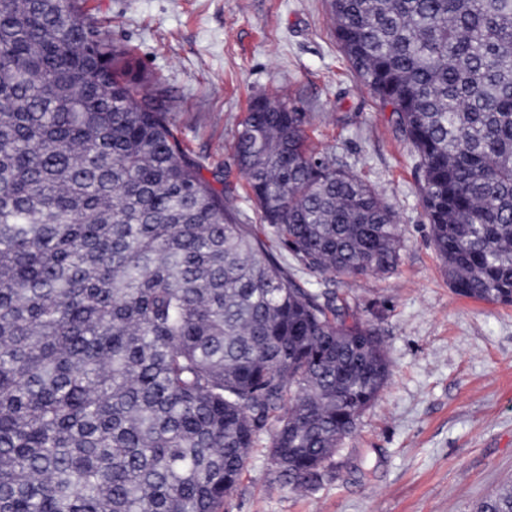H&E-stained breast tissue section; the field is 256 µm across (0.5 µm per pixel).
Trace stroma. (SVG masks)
I'll return each instance as SVG.
<instances>
[{
    "mask_svg": "<svg viewBox=\"0 0 512 512\" xmlns=\"http://www.w3.org/2000/svg\"><path fill=\"white\" fill-rule=\"evenodd\" d=\"M106 38L132 47L168 95L174 129L207 180L230 170L236 207L268 227L234 170V133L263 95L309 113L310 144L360 175L397 215L388 274L328 281L372 324L391 365L384 390L326 462L292 491L268 432L225 512H475L512 488V306L457 295L430 243L420 168L391 108L356 79L327 0H89Z\"/></svg>",
    "mask_w": 512,
    "mask_h": 512,
    "instance_id": "1",
    "label": "stroma"
}]
</instances>
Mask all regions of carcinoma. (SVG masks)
<instances>
[{
  "label": "carcinoma",
  "instance_id": "1",
  "mask_svg": "<svg viewBox=\"0 0 512 512\" xmlns=\"http://www.w3.org/2000/svg\"><path fill=\"white\" fill-rule=\"evenodd\" d=\"M328 7L419 160L449 284L512 305V0ZM304 125L257 97L236 130L262 238L83 0H0V512H223L267 426L288 486L319 481L391 366L296 272L389 273L400 231Z\"/></svg>",
  "mask_w": 512,
  "mask_h": 512
}]
</instances>
